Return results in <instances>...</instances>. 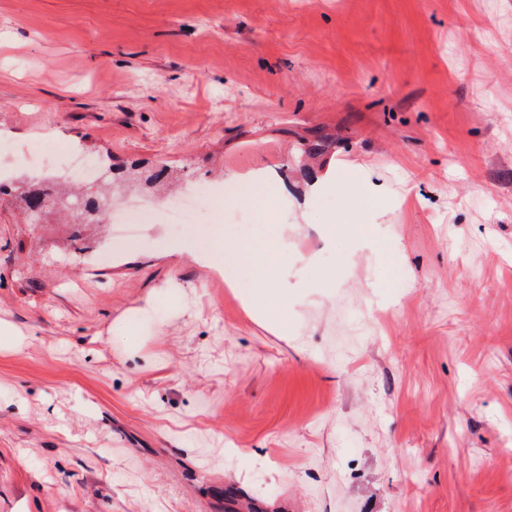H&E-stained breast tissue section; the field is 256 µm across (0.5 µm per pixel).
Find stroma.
<instances>
[{"label": "stroma", "instance_id": "obj_1", "mask_svg": "<svg viewBox=\"0 0 512 512\" xmlns=\"http://www.w3.org/2000/svg\"><path fill=\"white\" fill-rule=\"evenodd\" d=\"M251 173L284 336L168 249L260 236ZM0 177V512H512V0H0ZM259 175L231 176L224 180V199L226 195L230 200L241 205H248L257 197L256 188Z\"/></svg>", "mask_w": 512, "mask_h": 512}]
</instances>
